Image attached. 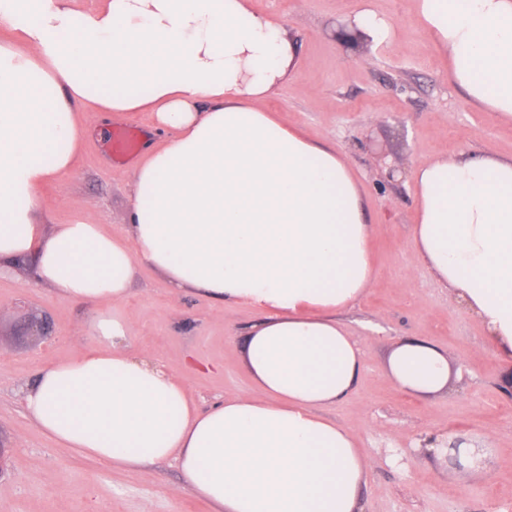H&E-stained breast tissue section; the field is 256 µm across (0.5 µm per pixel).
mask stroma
Instances as JSON below:
<instances>
[{"label":"stroma","instance_id":"35a3bbf8","mask_svg":"<svg viewBox=\"0 0 512 512\" xmlns=\"http://www.w3.org/2000/svg\"><path fill=\"white\" fill-rule=\"evenodd\" d=\"M370 4L392 21L393 44H344L339 20ZM255 10L288 25L299 44L297 77L265 108L349 159L371 224L375 278L341 315L366 347L356 392L325 409L352 428L369 462L367 512H512V399L497 383L499 360L480 321L448 298L409 246L415 222L413 169L438 155L469 151L512 156V123L469 104L448 79L438 48L418 27L413 0H252ZM152 126L148 112H97L71 175L46 184L52 200L45 229L88 220L125 233L133 202L132 171L105 144L112 125ZM94 305L68 301L37 282L27 261L0 277V512H213L175 461L119 469L56 444L27 416L21 393L40 366L89 349ZM111 314L132 327L135 351L159 357L183 377L197 405L251 391L238 332L255 318L246 306L174 293L154 269L136 270L131 294ZM44 318L49 339L29 338ZM427 338L448 354L458 393L416 398L387 375L394 341ZM468 433L488 439L492 471L473 478L440 467L423 449L428 434Z\"/></svg>","mask_w":512,"mask_h":512}]
</instances>
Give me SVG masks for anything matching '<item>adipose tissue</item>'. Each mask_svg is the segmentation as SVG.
<instances>
[{
	"mask_svg": "<svg viewBox=\"0 0 512 512\" xmlns=\"http://www.w3.org/2000/svg\"><path fill=\"white\" fill-rule=\"evenodd\" d=\"M0 0V275L35 279L99 313L92 349L41 368L24 408L48 437L119 468L176 460L216 512H366L369 467L356 434L324 416L356 390L365 349L339 321L371 287L370 225L344 154L269 113L296 76L286 25L250 0ZM466 99L512 122V0H413ZM149 112L174 132L133 164L129 231L79 220L43 233L42 187L70 174L83 112ZM410 246L448 297L481 322L512 394V157L437 156L413 171ZM253 309L240 336L257 394L200 409L184 379L132 351L109 314L138 266ZM401 389L450 390L433 342H394ZM426 450L480 475L486 448L435 434Z\"/></svg>",
	"mask_w": 512,
	"mask_h": 512,
	"instance_id": "ef3b65f1",
	"label": "adipose tissue"
}]
</instances>
